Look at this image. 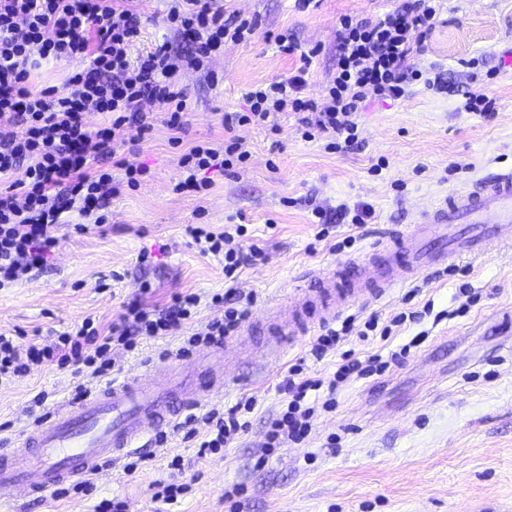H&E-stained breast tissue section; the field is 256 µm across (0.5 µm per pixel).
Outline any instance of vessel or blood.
I'll return each mask as SVG.
<instances>
[{"mask_svg": "<svg viewBox=\"0 0 512 512\" xmlns=\"http://www.w3.org/2000/svg\"><path fill=\"white\" fill-rule=\"evenodd\" d=\"M504 247L512 248V170L448 194L368 252L302 275L287 313L273 311L258 320L267 332L262 343L247 332L228 337L202 353L161 363L164 382L146 372L62 404L25 430L19 446L0 450V493L24 501L65 481L96 476L181 412L223 394L231 382L228 355L276 363L296 337L345 310L381 301L428 268L485 258Z\"/></svg>", "mask_w": 512, "mask_h": 512, "instance_id": "vessel-or-blood-1", "label": "vessel or blood"}]
</instances>
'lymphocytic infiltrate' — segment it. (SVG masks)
Returning a JSON list of instances; mask_svg holds the SVG:
<instances>
[{
	"label": "lymphocytic infiltrate",
	"instance_id": "1",
	"mask_svg": "<svg viewBox=\"0 0 512 512\" xmlns=\"http://www.w3.org/2000/svg\"><path fill=\"white\" fill-rule=\"evenodd\" d=\"M143 0H0V288L44 268L62 231L83 235L104 227L113 194L112 175L102 163L118 156L125 138H144L155 117L173 131L184 126L187 94L174 80L179 69L205 70L213 53L240 43L256 30L253 19L225 12L217 0H171L167 27L190 42L188 51L162 42L144 55L131 50L142 33ZM438 0H402L377 19L346 16L340 20L336 71L328 79L324 104L305 96L304 71L252 87L241 112L225 113L224 140L191 146L180 157L182 177L175 191L202 193L210 172L247 163L235 136L237 127L278 130V117L294 114L305 140H330L332 148L358 142L359 112L369 100H397L424 73L417 66L425 37L437 14ZM76 63L69 91H33L34 69L43 63ZM103 116L97 127L84 120L87 109ZM201 254L223 255L224 278L236 281L246 263L263 259L257 244H246L244 225L214 232L190 226ZM222 316L198 324V295L178 293L162 310L140 301L125 306L117 323L104 328L85 318L48 343H24L19 335L0 333V386L32 369L75 367L95 379L116 371V349L134 350L142 338L179 335L180 353L236 335L248 309L231 292L213 295ZM387 369L379 355L348 352L329 379L304 377L295 363L281 387L286 407L268 424L264 454L284 444L302 443L311 429L314 405L309 392L327 389L324 409L352 376L367 378ZM256 401L244 397L235 406L204 414L205 432L187 428V439L201 452L230 447L247 427L243 416Z\"/></svg>",
	"mask_w": 512,
	"mask_h": 512
}]
</instances>
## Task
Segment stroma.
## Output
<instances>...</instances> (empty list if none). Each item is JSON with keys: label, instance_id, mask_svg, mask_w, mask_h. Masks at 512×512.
<instances>
[{"label": "stroma", "instance_id": "obj_1", "mask_svg": "<svg viewBox=\"0 0 512 512\" xmlns=\"http://www.w3.org/2000/svg\"><path fill=\"white\" fill-rule=\"evenodd\" d=\"M399 3L318 0L304 11L294 0H226L228 9L256 19L252 39L213 56L217 82L179 71L187 91L180 134L157 120L144 139L125 146L127 162L147 168L139 187L127 189L124 169L113 168L112 182L122 191L112 199L108 227L63 237L45 269L1 288L0 331L44 340L87 317L106 327L133 300L162 307L177 292L200 296L199 323L222 315L210 297L226 289L224 258L198 252L187 233L191 224L217 232L243 224L266 245V260L243 267L236 283L242 296L253 297L255 317L284 302L304 270L362 253L373 240L405 230L418 207L493 169L512 168V68L503 64L512 52V0H441L418 59L436 83L419 81L399 100L369 103L356 147L336 152L325 141L303 140L296 116L288 114L275 133L237 129L246 169L213 173L202 194L175 192L185 149L200 140L223 142L222 115L241 111L252 86L303 68L307 95L320 97L336 69L340 18L378 17ZM279 34L320 52L308 64L298 52L280 53ZM471 95L492 98L491 116L465 110ZM175 136L180 145L172 144ZM364 205L371 209L365 224L341 218L342 209ZM319 209L334 219V239L354 237L352 246L335 252L331 241L317 240ZM145 282L151 294H142ZM465 283L478 301L459 316ZM408 308L423 311L421 322L373 337L364 348L387 356L419 332L426 340L384 374L341 384L335 407L318 413L304 444L259 457L267 423L284 398L279 387L302 356L311 372L332 374L342 352L361 348L356 336L320 360L309 358L311 339L302 337L265 374L238 365V385L212 401L218 408L245 395L256 401L247 431L232 447L202 456L195 441L178 433L162 445L146 440L137 450L149 459L137 473L116 466L94 478L92 494L36 496L21 512H96L100 500L112 498L126 501L128 512H512V323L503 318L512 313V250L459 263L452 273L429 271L349 314L360 323L373 314L386 322ZM443 310L448 318H440ZM80 383L100 385L52 367L0 389V443H13L34 424V395L45 393L52 409ZM176 455L184 461L180 479L191 489L163 505L153 500V487L169 480Z\"/></svg>", "mask_w": 512, "mask_h": 512}]
</instances>
